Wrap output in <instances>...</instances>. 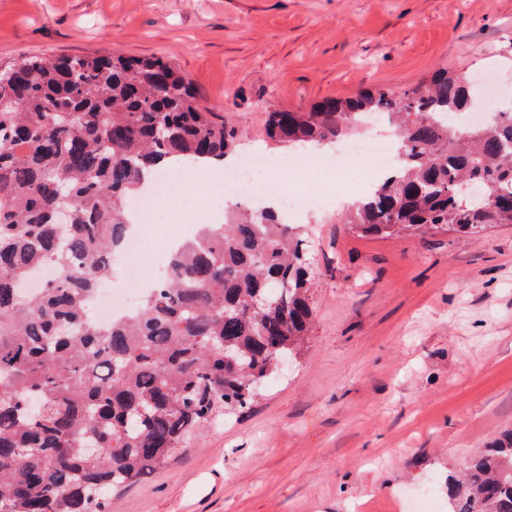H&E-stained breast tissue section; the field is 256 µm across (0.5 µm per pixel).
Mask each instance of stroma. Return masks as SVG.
Returning a JSON list of instances; mask_svg holds the SVG:
<instances>
[{
    "label": "stroma",
    "mask_w": 512,
    "mask_h": 512,
    "mask_svg": "<svg viewBox=\"0 0 512 512\" xmlns=\"http://www.w3.org/2000/svg\"><path fill=\"white\" fill-rule=\"evenodd\" d=\"M155 56L223 116L240 150L288 148L268 111L414 86L441 67L512 104V0H0V58ZM303 226L314 328L243 413L214 422L109 512H448L449 473L512 425V225L362 236ZM158 208L143 266L223 223Z\"/></svg>",
    "instance_id": "35a3bbf8"
}]
</instances>
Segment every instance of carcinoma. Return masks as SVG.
Listing matches in <instances>:
<instances>
[{"instance_id":"cac0c4a2","label":"carcinoma","mask_w":512,"mask_h":512,"mask_svg":"<svg viewBox=\"0 0 512 512\" xmlns=\"http://www.w3.org/2000/svg\"><path fill=\"white\" fill-rule=\"evenodd\" d=\"M478 86L438 69L267 113L269 137L332 146L369 115L396 122L400 167L346 223L365 236L512 224V109L484 126ZM237 143L161 58L118 52L0 63V512H108L105 495L168 464L220 414L243 409L309 336L310 262L298 226L255 206L206 224L139 310L99 323L87 298L125 235L143 172L221 162ZM485 186L492 204L457 194ZM55 278L24 285L40 266ZM451 512H512V429L448 475Z\"/></svg>"}]
</instances>
